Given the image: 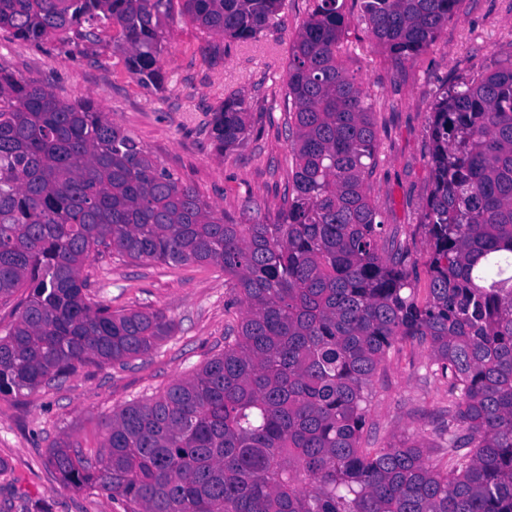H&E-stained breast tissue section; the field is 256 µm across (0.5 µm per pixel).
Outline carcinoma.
Here are the masks:
<instances>
[{
	"mask_svg": "<svg viewBox=\"0 0 512 512\" xmlns=\"http://www.w3.org/2000/svg\"><path fill=\"white\" fill-rule=\"evenodd\" d=\"M285 0H182L200 28L250 40ZM288 55L291 193L278 224H226L91 100L67 103L0 69V302L23 292L0 335V395L91 363L149 353L161 311L90 302L83 268L103 247L132 260L206 263L243 306L224 353L112 415L93 456L49 449L62 483L121 498L126 512H512V50L444 91L430 116L425 204L429 288L405 293L407 251L381 246L367 192L376 167L370 94L338 52L340 0H312ZM458 0H362L398 62L414 59ZM173 0H0V30L39 43L112 29V53L147 87L165 81ZM245 137L239 96L212 124ZM426 347L448 380L451 468L392 436L361 446L370 385L393 346Z\"/></svg>",
	"mask_w": 512,
	"mask_h": 512,
	"instance_id": "carcinoma-1",
	"label": "carcinoma"
}]
</instances>
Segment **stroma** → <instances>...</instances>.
Returning a JSON list of instances; mask_svg holds the SVG:
<instances>
[{
    "label": "stroma",
    "mask_w": 512,
    "mask_h": 512,
    "mask_svg": "<svg viewBox=\"0 0 512 512\" xmlns=\"http://www.w3.org/2000/svg\"><path fill=\"white\" fill-rule=\"evenodd\" d=\"M311 7L288 0L274 25L252 41L222 38L180 13L165 24L162 87H143L112 54V32L93 40L34 44L0 30V69L47 84L73 103L91 99L179 181L230 224H274L292 167L284 125L288 51ZM344 65L372 99L378 132L372 204L406 244L410 288L425 301L428 235L423 206L432 190L430 115L447 87L491 65L512 47V0H459L455 17L414 60L397 63L362 18L361 0H343ZM240 94L248 132L229 150L216 146L215 112ZM85 272L89 290L115 310L160 309L171 336L127 364L83 366L60 382L0 396V512H125L121 502L64 486L47 463L66 440L99 454L113 412L191 377L224 351L240 307L219 268L172 266L103 255ZM425 347L403 342L376 372L362 445L378 448L395 433L420 440L432 465L445 466L440 437L448 382L431 375Z\"/></svg>",
    "instance_id": "obj_1"
}]
</instances>
